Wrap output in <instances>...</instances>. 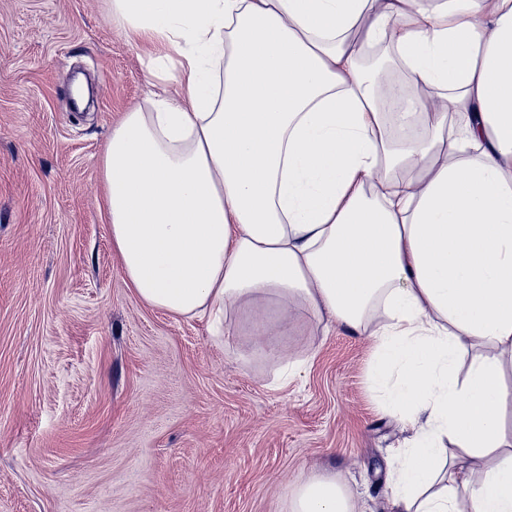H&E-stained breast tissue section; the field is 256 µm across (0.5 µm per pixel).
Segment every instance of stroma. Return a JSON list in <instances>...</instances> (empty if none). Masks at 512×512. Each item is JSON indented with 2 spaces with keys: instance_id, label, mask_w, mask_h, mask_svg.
I'll use <instances>...</instances> for the list:
<instances>
[{
  "instance_id": "35a3bbf8",
  "label": "stroma",
  "mask_w": 512,
  "mask_h": 512,
  "mask_svg": "<svg viewBox=\"0 0 512 512\" xmlns=\"http://www.w3.org/2000/svg\"><path fill=\"white\" fill-rule=\"evenodd\" d=\"M151 46L106 0H0V512H290L296 480L340 476L387 512L410 432L377 405L368 336L314 320L279 337V388L240 314L226 344L128 286L101 159L148 111ZM94 87L72 109V72Z\"/></svg>"
}]
</instances>
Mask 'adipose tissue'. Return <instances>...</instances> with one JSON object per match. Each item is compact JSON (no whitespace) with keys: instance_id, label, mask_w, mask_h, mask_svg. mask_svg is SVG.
<instances>
[{"instance_id":"1","label":"adipose tissue","mask_w":512,"mask_h":512,"mask_svg":"<svg viewBox=\"0 0 512 512\" xmlns=\"http://www.w3.org/2000/svg\"><path fill=\"white\" fill-rule=\"evenodd\" d=\"M108 2L179 86L125 113L101 161L137 296L219 339L265 304L370 334V382L413 431L391 512H459L462 490L469 512H512V0ZM376 47L403 111L359 67ZM419 87L437 108L413 107ZM292 512L355 510L312 477Z\"/></svg>"}]
</instances>
